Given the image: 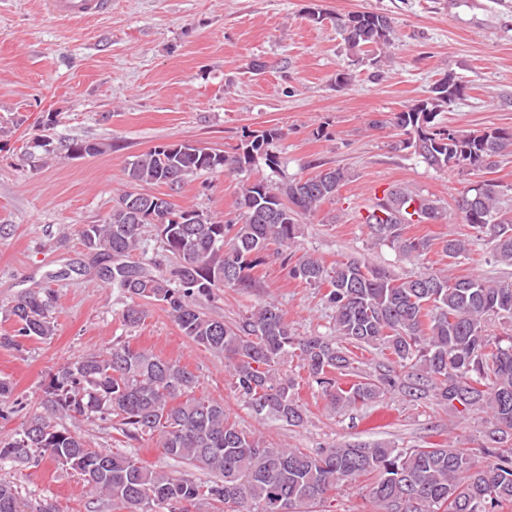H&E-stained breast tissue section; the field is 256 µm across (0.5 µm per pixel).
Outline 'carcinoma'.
I'll use <instances>...</instances> for the list:
<instances>
[{
    "label": "carcinoma",
    "instance_id": "1",
    "mask_svg": "<svg viewBox=\"0 0 512 512\" xmlns=\"http://www.w3.org/2000/svg\"><path fill=\"white\" fill-rule=\"evenodd\" d=\"M336 30L349 56H367L376 64L391 42L390 21L376 12L338 15ZM464 95L465 85L446 70L428 96L394 114L393 126L402 135L397 147L416 154L426 148L422 158L434 169L479 174L511 157V130L441 125L439 115ZM281 137L278 128L251 131L230 151L162 144L128 164L125 176L132 189L117 195L101 223L85 224L80 231L85 248L103 260L99 281L130 300L123 322L135 326L148 315L147 305L160 306L194 344L224 356L234 392L257 418L290 426L304 421L300 381L284 369L295 360L332 412L372 403L391 391L416 401L429 397L460 420L473 410L489 415L485 444L463 449L349 443L315 453L273 448L242 429L223 398L196 394L199 377L180 361L118 341L53 370L42 389L46 414L33 417L1 446L0 460L37 465L48 458L78 472L89 494L126 512H190L203 500L224 504V512H313L326 506L338 486L360 480L367 482L376 512H496L511 503L512 334L493 336L488 322L512 325V280L454 275L446 268L398 278L354 258L327 267L312 254H296L302 219L317 214L349 180L340 167L328 168L326 180L320 170L279 185L248 179L234 219L172 202L195 175L242 172L258 157L276 170L280 157L272 146ZM59 146L74 158L103 152V145L83 140L65 139ZM34 147L48 154L57 150L50 136ZM145 186L167 191L148 192ZM510 190L493 180L470 182L455 207L474 234L448 235L439 242L441 252L466 259L483 241L491 246L494 264L512 268V217L502 210ZM134 196L133 217L126 209ZM446 213L441 201L404 186L374 196L362 220L372 238L405 258H419L432 242L405 237L406 225L435 222ZM188 215L203 223H186ZM149 224L164 263L133 258L147 252ZM276 260L291 278L327 286L323 301L332 310L330 335H294L273 302L259 304L237 323L199 308L200 299H218L226 289L251 291L255 268ZM54 302L45 288L28 290L5 311L14 327L0 336V345L18 350L25 340L53 336ZM338 337L357 348L389 352L391 366L351 378L353 352L336 342ZM96 415L119 417L125 437L147 435L166 458L215 479L154 471L131 454L88 446L62 423ZM479 457L491 461L480 466ZM0 512H24L9 482L0 481Z\"/></svg>",
    "mask_w": 512,
    "mask_h": 512
}]
</instances>
